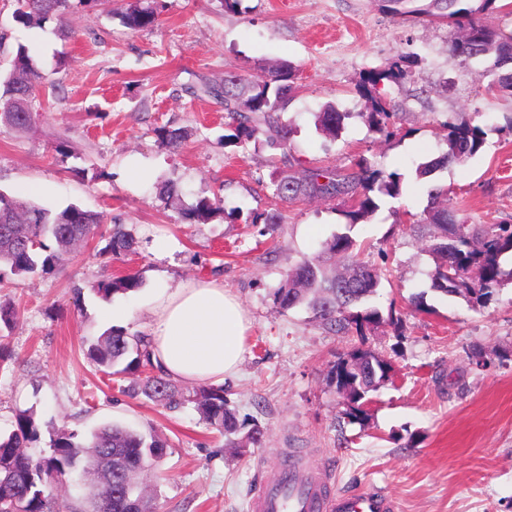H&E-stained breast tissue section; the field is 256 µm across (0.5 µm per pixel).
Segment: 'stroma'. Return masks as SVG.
I'll return each mask as SVG.
<instances>
[{"label":"stroma","mask_w":512,"mask_h":512,"mask_svg":"<svg viewBox=\"0 0 512 512\" xmlns=\"http://www.w3.org/2000/svg\"><path fill=\"white\" fill-rule=\"evenodd\" d=\"M131 2L78 6L68 20L27 27L13 17L14 0H0V72L23 46L44 77L27 130L0 126V191L119 218L138 241L110 263L90 240L47 271L0 270V303L19 312L5 334L13 357L0 364V430L29 410L82 437L107 422L162 435L169 448L154 473L158 512H247L259 471L290 454L330 472L339 490L385 489L398 512H512V284L481 306L429 291L430 260L410 229L434 181L448 186L467 223L512 224V97L485 94L493 72L447 51L445 23L394 18L375 0H240L234 11L224 0H157V25L138 31L121 18ZM402 53L419 62L411 78L380 86L401 112L388 139L362 119L368 102L357 84ZM282 60L297 68L298 91L282 115L292 129L288 152L225 144L229 118L201 86L260 76ZM326 104L347 115L335 140L314 126ZM448 120L491 131L466 164L417 179V164L441 151ZM164 127L187 132L181 148L162 143ZM362 158L399 173L403 191L354 228L340 200L287 204L274 193L276 173L346 169ZM166 179L181 186L185 204L207 198L221 211L185 220L156 197ZM275 211L284 216L275 229L248 221ZM345 230L360 259L381 271L372 303L386 321L363 337L274 301L285 271ZM130 272L139 290L108 299L93 292ZM210 277L223 279L251 321L243 360L223 385L239 419L265 428L260 448L225 446L192 407L169 411L128 396L135 376L107 375L84 355L108 329L107 309L126 311L122 328L144 335L157 288ZM362 343L390 364L391 379L359 424L341 416L334 365ZM475 347L494 363L475 368Z\"/></svg>","instance_id":"35a3bbf8"}]
</instances>
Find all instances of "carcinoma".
<instances>
[{
    "label": "carcinoma",
    "instance_id": "cac0c4a2",
    "mask_svg": "<svg viewBox=\"0 0 512 512\" xmlns=\"http://www.w3.org/2000/svg\"><path fill=\"white\" fill-rule=\"evenodd\" d=\"M379 9L392 16L421 15L446 23L450 32L466 31V36L450 37V50L466 60L488 64L496 78L486 87L488 94L506 92L512 95V29H496L484 25L481 15L496 0H376ZM70 0H16L14 19L31 26L49 16L63 18ZM123 23L137 31L158 22L154 0L138 3L122 13ZM418 63L415 54L398 56L386 67L368 73L358 85L361 95L369 98L370 109L361 113L369 130L381 134L394 133L399 108L372 94L371 87L383 80L399 82ZM296 67L281 63L263 78L231 74L224 84L208 86L205 92L224 102V111L232 120V133L224 143L245 145L263 140L273 150L290 146L291 129L282 123L281 112L294 98L297 86ZM43 76L34 67L28 50L20 46L12 68L0 76V125L23 131L30 124L31 99L36 96ZM348 112L328 106L316 113V128L334 139L344 129ZM443 145L438 156L416 167L417 177L431 178L450 165H462L484 146L489 127L445 122ZM275 194L285 202L302 197L340 199L346 204L343 216L352 227L372 215L383 197L402 194L401 177L396 172L374 169L362 159L350 169L316 167L298 174H278L273 180ZM158 199L169 204L179 199L177 185L165 181L157 187ZM220 210L219 203L203 198L182 209L184 219L204 223ZM101 215L70 204L55 209L35 203H24L0 192V266L18 277L38 269L46 270L61 263L73 252V243L97 232ZM416 224L425 229V252L432 261L428 272L430 289L442 296H460L477 305L486 303L494 293L512 281L505 271L503 256L512 253L511 224H465L453 205L448 187L434 184L428 191L427 203ZM103 246L97 250L102 259L120 260L135 250L137 240L125 225L114 223L100 234ZM356 243L346 233H334L321 243V253L340 255L350 262L348 273L338 275L322 257L304 258L287 270L277 288L275 298L280 308L290 310L306 306L322 325L335 333L365 330L383 322L379 310L370 305L376 296L381 275L355 253ZM137 274L100 281L92 291L108 299L140 288ZM86 357L108 375H127L147 370L141 382L131 384L127 393L143 395L155 404L175 410L185 404L194 407L202 419L232 448H260L265 431L258 425L244 431L235 409L224 397L222 386H200L188 389L173 383L155 367L146 336H130L120 327H111L86 348ZM389 377V366L374 351L355 348L335 365L336 390L346 401L345 418L364 421L366 404ZM50 435L49 452L34 457L25 448L41 434L33 413L16 414L12 429L0 434V512H95V504L76 486L81 473L94 469L101 456L112 457V503L110 512H153L152 498L142 495L138 474L144 468L156 469L166 455V439L153 432L144 434L117 423L105 424L86 439L46 424Z\"/></svg>",
    "mask_w": 512,
    "mask_h": 512
}]
</instances>
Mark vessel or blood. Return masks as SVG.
<instances>
[{
  "label": "vessel or blood",
  "mask_w": 512,
  "mask_h": 512,
  "mask_svg": "<svg viewBox=\"0 0 512 512\" xmlns=\"http://www.w3.org/2000/svg\"><path fill=\"white\" fill-rule=\"evenodd\" d=\"M395 500L373 485L351 492L335 491L326 473L303 470L289 462L265 472L253 491L248 512H396Z\"/></svg>",
  "instance_id": "obj_1"
}]
</instances>
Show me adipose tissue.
<instances>
[{
  "label": "adipose tissue",
  "mask_w": 512,
  "mask_h": 512,
  "mask_svg": "<svg viewBox=\"0 0 512 512\" xmlns=\"http://www.w3.org/2000/svg\"><path fill=\"white\" fill-rule=\"evenodd\" d=\"M248 320L223 282L201 278L159 289L152 299V361L184 382H219L244 353Z\"/></svg>",
  "instance_id": "1"
}]
</instances>
